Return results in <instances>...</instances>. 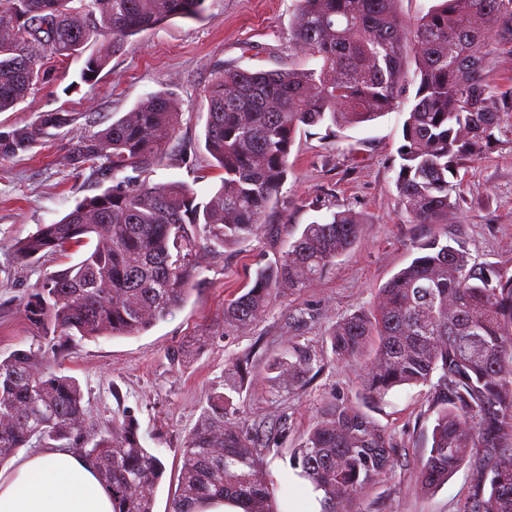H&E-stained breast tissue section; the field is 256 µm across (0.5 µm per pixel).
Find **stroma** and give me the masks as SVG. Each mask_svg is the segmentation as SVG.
Returning <instances> with one entry per match:
<instances>
[{
  "mask_svg": "<svg viewBox=\"0 0 512 512\" xmlns=\"http://www.w3.org/2000/svg\"><path fill=\"white\" fill-rule=\"evenodd\" d=\"M294 11V0H204L198 18L174 19L132 37L95 84L80 78L83 59H69L53 64L24 103L0 112V131L33 122L42 112L78 115L75 124L31 151L0 159V354L35 342L40 331L24 304L44 273L72 263L60 254L20 262L16 243L101 191L91 169H73L72 145L129 112L145 95L173 90L181 105L178 134L142 178L188 183L206 200L220 184L203 146L206 89L227 66L309 67L293 38ZM403 120V114L391 112L356 126L299 129L273 211L279 236L200 252L198 282L183 308L142 335L71 342L50 359L53 369L78 380L91 433L111 428L113 411L123 406L136 418L142 444L160 452L166 472L154 512H171L184 440L208 396L223 390L228 361L244 355L251 360L249 383L237 400L241 416L259 430L284 432L292 448L318 412L339 399L358 402L359 369L333 359L323 340L337 321L374 306L379 288L414 257L415 244L438 235L475 262L512 270V139L460 170L453 191L459 205L447 223L415 224L395 186ZM344 210L361 220L356 246L307 288L279 297L252 329L225 332L224 305L257 266L278 259L305 224ZM191 336L205 337L203 348L189 363H171L172 349ZM291 336L318 348L321 360L305 383L286 387L268 371L267 360ZM367 411L392 435L395 462L353 501L352 512H459L472 490L470 464L430 492L418 479L436 417L428 388L392 390Z\"/></svg>",
  "mask_w": 512,
  "mask_h": 512,
  "instance_id": "35a3bbf8",
  "label": "stroma"
}]
</instances>
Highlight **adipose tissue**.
I'll return each mask as SVG.
<instances>
[{
    "instance_id": "1",
    "label": "adipose tissue",
    "mask_w": 512,
    "mask_h": 512,
    "mask_svg": "<svg viewBox=\"0 0 512 512\" xmlns=\"http://www.w3.org/2000/svg\"><path fill=\"white\" fill-rule=\"evenodd\" d=\"M0 512H113L94 469L67 447H44L0 470Z\"/></svg>"
}]
</instances>
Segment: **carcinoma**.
<instances>
[{
  "instance_id": "1",
  "label": "carcinoma",
  "mask_w": 512,
  "mask_h": 512,
  "mask_svg": "<svg viewBox=\"0 0 512 512\" xmlns=\"http://www.w3.org/2000/svg\"><path fill=\"white\" fill-rule=\"evenodd\" d=\"M203 2L0 0V112L23 103L49 64L84 56L88 82L130 37L196 18ZM298 2L294 40L313 67H227L207 91L204 146L222 171L208 201H197L184 182L136 183L125 175L175 138L179 99L171 92L146 95L71 148L74 169L96 168L112 185L17 245L18 259L29 261L95 240L76 263L45 273L28 297V316L43 330L38 350L0 356V466L22 448L64 441L94 466L113 512H153L161 455L143 446L123 407L113 411L111 435L85 431L78 382L45 366L58 342L140 335L187 303L200 251L276 232L269 211L304 126H355L406 111L396 189L417 224L448 223L456 208L448 175L512 134V95L490 80L496 58L512 54V0H435L412 23L399 0ZM76 120L73 112H43L1 131L0 158L30 151ZM360 234L350 211L305 225L225 303L224 331L253 326L281 293L320 278ZM413 248L416 256L379 289L374 308L337 322L325 342L339 360L369 354L360 385L373 403L397 387L431 386L436 419L420 459L423 489L439 487L468 461L475 480L460 512H512V272L475 263L437 238ZM205 340L176 347L171 361L186 362ZM316 361L315 350L290 337L268 370L294 385ZM249 374L246 355L226 364L224 391L208 398L185 440L171 512H195L212 499L237 502L243 512H277L278 487L263 453L275 438L242 421L234 404ZM277 452L323 491V512H350L394 461L390 435L344 401L320 411L296 447Z\"/></svg>"
}]
</instances>
